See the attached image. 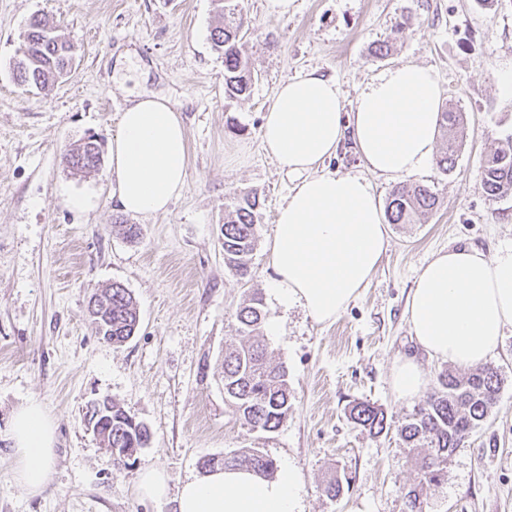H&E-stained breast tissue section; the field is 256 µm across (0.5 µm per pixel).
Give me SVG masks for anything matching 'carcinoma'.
Returning <instances> with one entry per match:
<instances>
[{"label": "carcinoma", "instance_id": "cac0c4a2", "mask_svg": "<svg viewBox=\"0 0 512 512\" xmlns=\"http://www.w3.org/2000/svg\"><path fill=\"white\" fill-rule=\"evenodd\" d=\"M222 23L213 28L210 39L214 50L224 56V94L239 97L250 93L253 74L242 54L244 17L216 0ZM71 55V45L58 33L57 27L42 17L34 16L28 24L20 47L19 61L27 71L17 74L19 84L48 89L62 76ZM465 123L463 113L441 110L440 134L447 148L436 156L438 170L446 173L454 168L463 144ZM101 144L88 137L63 154L66 166L77 172H90L101 165ZM481 185L492 201L512 196V142L487 152L481 165ZM438 204L437 194L429 187L415 183L396 186L386 201V214L391 224H414L420 216L432 212ZM259 199L254 192L236 197L234 210L224 219V264L240 279L250 277L251 256L258 242L256 210ZM100 298L97 308L88 309L98 335L114 345L126 343L135 332L139 311L126 288L114 283L95 292ZM268 319L263 299L252 294L236 312L241 341L224 351V401L234 414L254 430L276 431L292 410V393L283 365L268 358L262 341L263 327ZM501 385L498 370L490 365L479 366L465 373L444 371L438 375L436 388L425 403L402 424L400 436L411 448L426 452L415 458L420 480L406 493L408 512H424L427 489L438 482L448 458L488 417L496 404ZM351 421L378 436L387 430L385 412L369 403L354 405ZM121 406L112 404V447L126 448L135 443L144 448L150 440L146 427H134ZM218 466L247 467L265 478L275 476V461L259 448H242L214 462L204 459L200 467L211 470Z\"/></svg>", "mask_w": 512, "mask_h": 512}]
</instances>
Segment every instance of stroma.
<instances>
[{
  "label": "stroma",
  "instance_id": "stroma-1",
  "mask_svg": "<svg viewBox=\"0 0 512 512\" xmlns=\"http://www.w3.org/2000/svg\"><path fill=\"white\" fill-rule=\"evenodd\" d=\"M266 0H244L241 42L255 74L249 97L224 96V60L210 31L214 0H0V512H175L174 499L140 498L142 468L166 472L170 490L200 474L199 461L259 448L293 466L305 512H407L417 481L413 452L396 432L421 399L391 390L395 360L414 350L406 312L419 269L442 249L493 253L512 242V197L489 201L481 161L512 139V0H294L286 16ZM57 27L75 64L51 91L17 85L14 66L33 15ZM381 41L389 57L373 54ZM431 67L443 104L463 112L467 135L455 167L428 165L438 207L416 224L388 228L389 246L369 284L330 323L270 290L277 210L291 182L261 146L262 116L284 80L315 71L335 80L345 102L382 70ZM170 98L186 127L188 175L167 212L137 216L112 201L110 160L72 173L63 151L88 136L110 151L136 94ZM256 192L262 203L250 280L224 264V210ZM92 197L88 211L69 207ZM138 225L128 242L114 221ZM121 283L139 310L128 342L103 341L87 315L94 289ZM260 292L277 333L264 338L288 370L294 407L272 433L251 430L224 402V349L238 339L235 311ZM502 384L486 421L448 461L425 512H512V328L490 358ZM108 397L150 430L138 466L113 467L86 420ZM35 401L56 425L42 494L15 477L10 422ZM367 401L391 425L375 436L349 418ZM340 478L343 493L327 497Z\"/></svg>",
  "mask_w": 512,
  "mask_h": 512
}]
</instances>
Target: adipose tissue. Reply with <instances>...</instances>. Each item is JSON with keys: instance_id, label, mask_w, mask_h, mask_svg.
<instances>
[{"instance_id": "1", "label": "adipose tissue", "mask_w": 512, "mask_h": 512, "mask_svg": "<svg viewBox=\"0 0 512 512\" xmlns=\"http://www.w3.org/2000/svg\"><path fill=\"white\" fill-rule=\"evenodd\" d=\"M441 87L433 69L402 63L365 84L345 105L335 80L305 72L282 82L263 117L264 151L292 186L278 210L270 252L272 291L302 305L317 322L333 321L367 286L388 246L386 218L372 176L420 172L439 135ZM352 141L359 174L322 171ZM188 141L167 97L136 95L112 141L116 208L134 215L166 211L186 183ZM410 333L430 357L471 368L484 364L512 327V244L494 254L471 247L438 251L421 267L407 298ZM391 385L408 401L427 385L421 365L396 360ZM55 424L34 403L13 415L17 480L31 495L47 482ZM292 467L267 480L245 468H215L187 479L177 512H304Z\"/></svg>"}]
</instances>
